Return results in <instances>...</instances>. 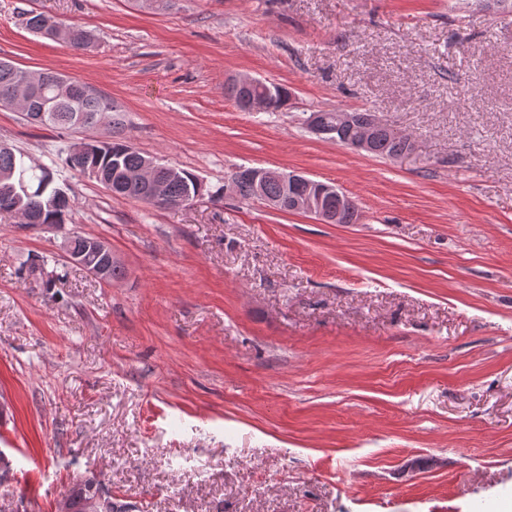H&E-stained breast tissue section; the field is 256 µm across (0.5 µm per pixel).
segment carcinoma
<instances>
[{"label":"carcinoma","mask_w":512,"mask_h":512,"mask_svg":"<svg viewBox=\"0 0 512 512\" xmlns=\"http://www.w3.org/2000/svg\"><path fill=\"white\" fill-rule=\"evenodd\" d=\"M63 35L60 41L68 45L73 50L84 48L85 42L91 40L89 32L74 26L61 25ZM22 70L6 62H0V106L15 105L16 87L21 77ZM253 94L259 96H269V111L275 112L281 109L288 101L289 92L283 90L282 93L268 95V88L265 85H259L253 89ZM53 91L51 84H46L37 94L38 101L48 102V115L46 119L38 122L40 126H46L56 129L72 128L76 125V113L81 112L87 116H92L99 112H108L112 114L113 138L116 139L114 146L123 149L122 169L133 171L138 169L145 158L140 151L122 137L124 121L120 109L110 100L94 93L86 84L75 81L73 97L69 101H52ZM339 111H327L325 115L329 123L335 130V137L340 141H353L358 136L359 126L335 124L336 115ZM415 149V143L412 138L406 134L397 135L385 128H380L374 132L370 154L378 157L392 158L396 155L405 154ZM62 165L70 170L84 172L87 165L96 164L101 170L102 176L100 184L109 192L115 193V196L122 198H132L140 201H147L142 189L137 186L126 184L122 188H115L116 177L112 172V148L108 147L104 153L96 158L79 157L71 153H66L61 158ZM9 174L16 176L18 181H22L31 190V194L23 195L20 199V209L32 212L39 219L41 224H64L71 210L70 198L65 196L60 201H55L57 192L61 190V185L57 183V169L52 166L33 167L26 164L25 156L21 152L14 151L13 148L6 145H0V174ZM230 179H238L239 200L248 202L254 198V188L251 181L239 177L238 170H233L227 174ZM155 180L166 185L167 197L161 203H153L157 208H175L185 207L197 199V193L204 191L201 181L192 173L182 169L177 178L169 175V166L159 165L154 171ZM307 191V187L296 184L288 188L278 181L270 180L265 184L264 194L268 197L286 198L292 194ZM100 485H108L102 476L93 472L87 473L86 480L77 487L69 488L71 495V512H86L87 502L92 499L95 489Z\"/></svg>","instance_id":"obj_1"}]
</instances>
